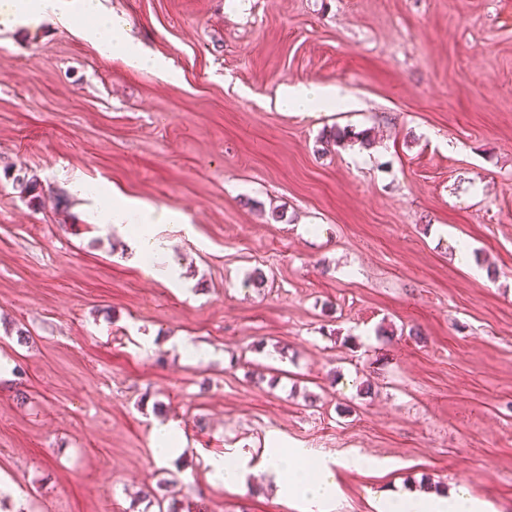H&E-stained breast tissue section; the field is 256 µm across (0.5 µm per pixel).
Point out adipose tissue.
I'll return each instance as SVG.
<instances>
[{
    "instance_id": "ef3b65f1",
    "label": "adipose tissue",
    "mask_w": 512,
    "mask_h": 512,
    "mask_svg": "<svg viewBox=\"0 0 512 512\" xmlns=\"http://www.w3.org/2000/svg\"><path fill=\"white\" fill-rule=\"evenodd\" d=\"M52 22L72 35L90 40L103 56L118 60L130 71L147 72L172 81L177 72L171 60L150 52L130 35L127 21L107 12L103 0H0V26ZM334 86L295 83L282 85L277 103L289 112H307L318 105H332L341 100ZM95 221L99 224L135 225L133 239L135 260L142 264L160 262L164 249L155 238L157 224L183 223L175 210L156 208L119 195L95 197ZM267 473L273 477L276 493L283 502H301L307 512H322L336 495L334 474L327 462L310 460L305 449H269L263 459ZM382 512H487L486 504L473 496L466 486H459L449 496L425 495L406 489L389 491L383 499Z\"/></svg>"
}]
</instances>
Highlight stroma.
I'll list each match as a JSON object with an SVG mask.
<instances>
[{
  "instance_id": "obj_1",
  "label": "stroma",
  "mask_w": 512,
  "mask_h": 512,
  "mask_svg": "<svg viewBox=\"0 0 512 512\" xmlns=\"http://www.w3.org/2000/svg\"><path fill=\"white\" fill-rule=\"evenodd\" d=\"M177 81L63 27H0V512H331L465 485L512 512V20L502 0H106ZM348 105L284 112L280 85ZM367 132L322 147L331 126ZM37 179L29 201L17 178ZM83 181L181 212L134 264ZM465 239L488 281L453 260ZM265 282H248L253 271ZM212 349L193 363L177 341ZM178 455L157 460V423ZM249 451L243 490L211 459ZM310 459L303 448L269 449L263 459L267 473L274 478L281 501L302 502L307 512H325L323 506L336 496L332 468L326 461Z\"/></svg>"
}]
</instances>
